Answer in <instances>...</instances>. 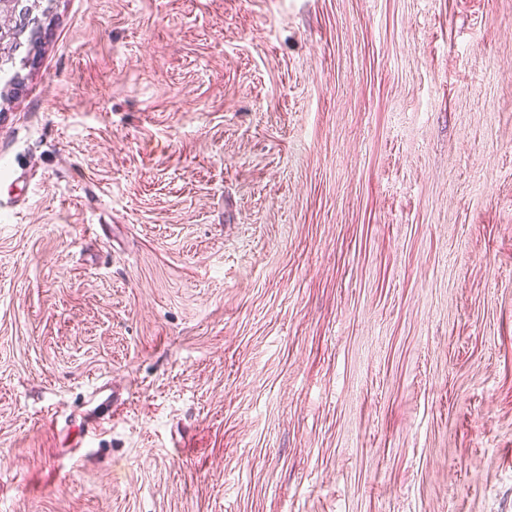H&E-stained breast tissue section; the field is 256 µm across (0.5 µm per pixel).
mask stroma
Here are the masks:
<instances>
[{"label":"stroma","mask_w":512,"mask_h":512,"mask_svg":"<svg viewBox=\"0 0 512 512\" xmlns=\"http://www.w3.org/2000/svg\"><path fill=\"white\" fill-rule=\"evenodd\" d=\"M37 6L0 512H512V0Z\"/></svg>","instance_id":"35a3bbf8"}]
</instances>
